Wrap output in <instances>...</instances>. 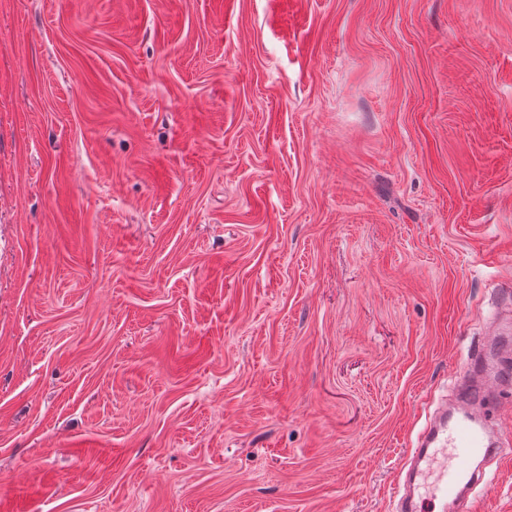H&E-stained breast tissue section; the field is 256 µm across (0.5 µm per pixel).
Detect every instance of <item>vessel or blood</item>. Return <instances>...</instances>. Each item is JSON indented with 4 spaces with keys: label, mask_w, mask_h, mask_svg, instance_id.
<instances>
[{
    "label": "vessel or blood",
    "mask_w": 512,
    "mask_h": 512,
    "mask_svg": "<svg viewBox=\"0 0 512 512\" xmlns=\"http://www.w3.org/2000/svg\"><path fill=\"white\" fill-rule=\"evenodd\" d=\"M492 352L463 364L454 408L435 409L403 458L394 512H475L480 461L499 454L501 399L512 388V333L494 329Z\"/></svg>",
    "instance_id": "vessel-or-blood-1"
}]
</instances>
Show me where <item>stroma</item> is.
<instances>
[{"mask_svg": "<svg viewBox=\"0 0 512 512\" xmlns=\"http://www.w3.org/2000/svg\"><path fill=\"white\" fill-rule=\"evenodd\" d=\"M497 306L512 0H0V503L391 512Z\"/></svg>", "mask_w": 512, "mask_h": 512, "instance_id": "obj_1", "label": "stroma"}]
</instances>
